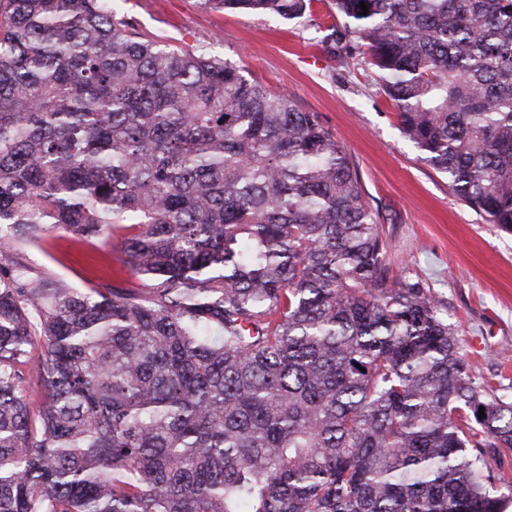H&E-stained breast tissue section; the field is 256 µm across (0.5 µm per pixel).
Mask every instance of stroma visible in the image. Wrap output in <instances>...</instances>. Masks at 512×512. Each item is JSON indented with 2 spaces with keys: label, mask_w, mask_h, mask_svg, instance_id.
<instances>
[{
  "label": "stroma",
  "mask_w": 512,
  "mask_h": 512,
  "mask_svg": "<svg viewBox=\"0 0 512 512\" xmlns=\"http://www.w3.org/2000/svg\"><path fill=\"white\" fill-rule=\"evenodd\" d=\"M332 0H313L301 18L206 9L198 0H114L145 34L231 60L267 90L291 92L357 165L362 194L382 216L393 276L411 274L447 311L476 385L512 398V233L454 196L397 130L395 110L373 69L340 64L323 43ZM124 230L108 245L57 233L31 247V262L86 291L136 277L120 262Z\"/></svg>",
  "instance_id": "stroma-1"
}]
</instances>
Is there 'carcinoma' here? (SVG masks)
<instances>
[{
  "label": "carcinoma",
  "instance_id": "1",
  "mask_svg": "<svg viewBox=\"0 0 512 512\" xmlns=\"http://www.w3.org/2000/svg\"><path fill=\"white\" fill-rule=\"evenodd\" d=\"M333 5L325 40L369 55L420 159L512 233V0ZM116 224L138 285L27 261ZM379 224L292 94L104 0H0V512H501L512 400L473 384Z\"/></svg>",
  "mask_w": 512,
  "mask_h": 512
}]
</instances>
